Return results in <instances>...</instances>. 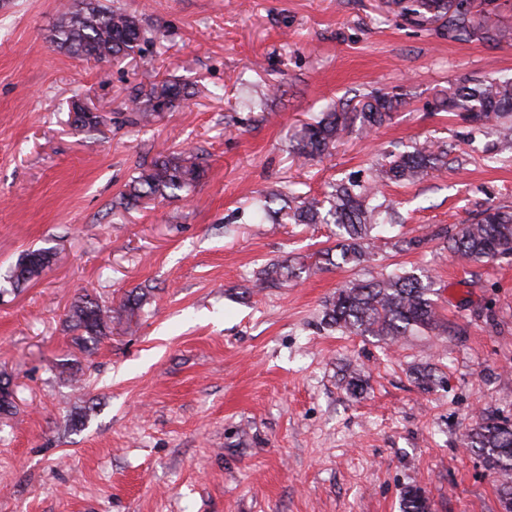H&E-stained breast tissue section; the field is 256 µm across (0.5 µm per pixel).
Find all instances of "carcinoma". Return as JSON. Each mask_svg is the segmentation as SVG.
<instances>
[{
  "label": "carcinoma",
  "mask_w": 512,
  "mask_h": 512,
  "mask_svg": "<svg viewBox=\"0 0 512 512\" xmlns=\"http://www.w3.org/2000/svg\"><path fill=\"white\" fill-rule=\"evenodd\" d=\"M400 15L416 21H440L451 34L501 42L512 39V31L486 29L475 20L470 0H386ZM58 49L77 58L97 63L119 62L143 54L145 38L138 19L110 0H68L49 35ZM189 97L179 81H167L148 99L130 100V121L148 123L159 113L180 106ZM402 105L400 95L376 91L355 104L338 103L301 126L293 138L292 151L314 160L330 153L349 133L353 124L368 134L389 120ZM441 110L455 112L473 126L493 121L498 127V152L512 150V78L493 79L470 86L460 84L439 103ZM448 167V150L429 142H416L403 152H389L369 169L366 180H351L331 186L323 199L292 190L266 191L250 203L255 223L272 219L271 204L294 224H334L341 231L340 258L344 264L360 266L377 248L373 231L401 223L399 214L380 200V187L387 183L414 184L429 174ZM207 169L190 150L160 155L142 168L124 186L117 206L136 207L157 198L187 197L206 177ZM449 253L480 262L512 255V211L489 205L471 222L458 225L447 236ZM53 253L39 248L23 253L13 265L11 278L23 285L38 279L50 266ZM293 267L279 260L266 263L258 279L286 282ZM431 276L392 272L380 278L359 279L340 289L326 305L328 324L359 335L397 340L438 328L434 305L429 298ZM149 290L131 292L117 308L101 304L89 293L72 305L68 321L76 340L98 342L112 334V324L132 316L147 303ZM468 447L482 457L485 466L501 477L500 496L505 512H512V422L481 415L468 433ZM401 512H430L424 492L417 487L402 495Z\"/></svg>",
  "instance_id": "1"
}]
</instances>
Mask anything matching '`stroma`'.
<instances>
[{
  "instance_id": "35a3bbf8",
  "label": "stroma",
  "mask_w": 512,
  "mask_h": 512,
  "mask_svg": "<svg viewBox=\"0 0 512 512\" xmlns=\"http://www.w3.org/2000/svg\"><path fill=\"white\" fill-rule=\"evenodd\" d=\"M61 2L0 7V377L16 402L0 414V512H400L411 486L431 512H502L465 435L481 414L512 421V258L461 261L434 235L481 204L512 208V160H484L494 125L434 103L512 77V42L458 40L383 0H118L144 53L95 64L50 43ZM175 79L190 100L126 123L129 97ZM270 86L265 110L241 108ZM377 90L403 99L391 120L317 164L289 152L326 104ZM76 101L96 128L72 125ZM425 139L448 169L384 187L405 223L364 265L324 260L334 225L251 220L257 192L320 196ZM185 149L208 168L188 199L113 208L140 166ZM402 237L421 244L399 251ZM41 247L52 266L11 285ZM273 259L299 277L259 282ZM395 270L433 277L438 329L390 342L326 324L348 280ZM140 287L137 316L73 343L81 294L116 307ZM53 253L50 249H32L23 253L13 265L11 278L17 285L30 283L38 279L50 266Z\"/></svg>"
}]
</instances>
